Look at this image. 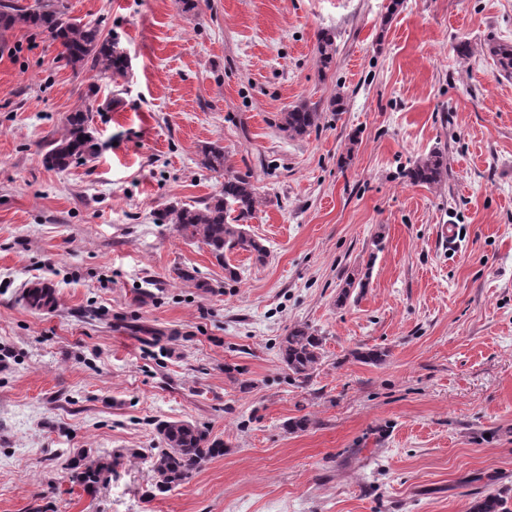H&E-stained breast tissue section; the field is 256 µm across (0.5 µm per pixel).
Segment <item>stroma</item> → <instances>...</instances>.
Returning a JSON list of instances; mask_svg holds the SVG:
<instances>
[{
    "label": "stroma",
    "instance_id": "obj_1",
    "mask_svg": "<svg viewBox=\"0 0 512 512\" xmlns=\"http://www.w3.org/2000/svg\"><path fill=\"white\" fill-rule=\"evenodd\" d=\"M193 2L65 0L120 37L118 84L33 30L0 44V512L512 505V77L486 50L512 43V0ZM92 84L96 159L48 168L44 140ZM301 103L321 121L292 139L280 118ZM210 143L264 199L247 229L269 257L227 254L234 281L156 221L220 188L198 164ZM435 148L445 181L411 185ZM357 272L368 288L337 305ZM35 281L53 310L24 306ZM296 324L323 337L306 383L279 357ZM366 348L385 362L356 361ZM173 419L224 455L150 498ZM81 448L119 459L93 494L67 478Z\"/></svg>",
    "mask_w": 512,
    "mask_h": 512
}]
</instances>
